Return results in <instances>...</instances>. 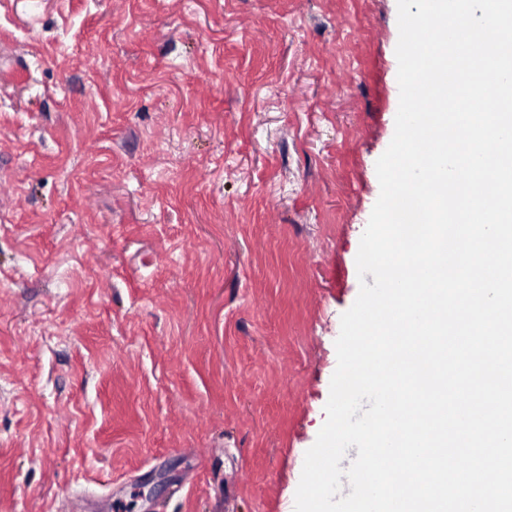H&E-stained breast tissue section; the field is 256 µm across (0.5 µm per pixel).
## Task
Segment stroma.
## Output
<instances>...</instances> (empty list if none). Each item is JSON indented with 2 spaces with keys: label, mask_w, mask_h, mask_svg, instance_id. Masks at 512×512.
<instances>
[{
  "label": "stroma",
  "mask_w": 512,
  "mask_h": 512,
  "mask_svg": "<svg viewBox=\"0 0 512 512\" xmlns=\"http://www.w3.org/2000/svg\"><path fill=\"white\" fill-rule=\"evenodd\" d=\"M398 39L397 0H0V512H295Z\"/></svg>",
  "instance_id": "1"
}]
</instances>
